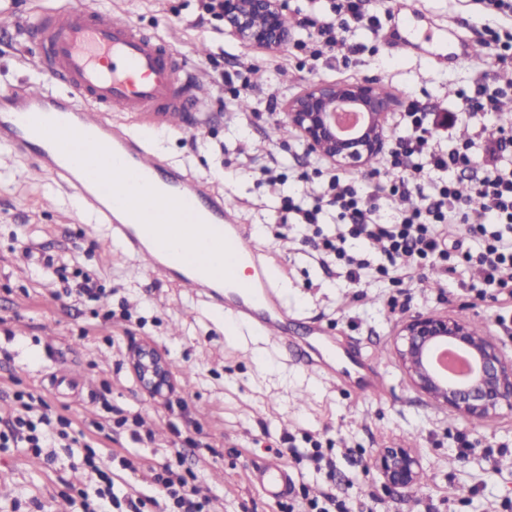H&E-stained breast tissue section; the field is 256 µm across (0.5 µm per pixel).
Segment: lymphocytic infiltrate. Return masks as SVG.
<instances>
[{
	"label": "lymphocytic infiltrate",
	"mask_w": 512,
	"mask_h": 512,
	"mask_svg": "<svg viewBox=\"0 0 512 512\" xmlns=\"http://www.w3.org/2000/svg\"><path fill=\"white\" fill-rule=\"evenodd\" d=\"M341 18L299 14L297 28L312 47L313 58L331 56L349 59L358 45L348 37L351 23L378 31L379 20L364 7V0H345ZM480 41L488 50L478 65L470 91L461 93L454 111L435 119L419 101H409L397 113L391 152L382 169L371 181L360 184L345 173L329 172L323 195L314 204L289 201L288 209L300 223H320L326 211L333 210L345 221L348 230L316 243L319 254H331L349 269L352 281H359L369 262L361 253L347 249L348 239L374 245L387 259L380 267L388 275L391 265L441 264L445 274H453L452 258L477 268L491 288H512V134L500 125L487 124V115L496 113L503 98L512 96V84L500 85L495 71L512 64V28L483 26ZM468 122L474 127L471 137L441 146L436 139L437 126L454 127ZM479 166L481 175L472 183L473 198L460 196L452 175L470 166ZM417 195L419 203L400 213L392 223L378 217L380 202L388 197ZM482 241L479 252L462 248V237ZM31 402L22 400L8 418L7 430L0 431L1 448H24L42 454L54 439L67 447L82 449V460L96 467L91 442L70 435L71 420L64 415H41L32 419ZM121 467L133 472L145 471L150 481L160 486L174 512H209L208 501L196 498L192 486L196 475L182 468L181 458L169 460L162 469L144 466L128 457H119Z\"/></svg>",
	"instance_id": "obj_1"
}]
</instances>
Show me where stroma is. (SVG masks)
I'll return each instance as SVG.
<instances>
[{
  "mask_svg": "<svg viewBox=\"0 0 512 512\" xmlns=\"http://www.w3.org/2000/svg\"><path fill=\"white\" fill-rule=\"evenodd\" d=\"M96 2L171 41L187 67L210 75L205 111L189 113L183 129L162 130L154 151L223 193L254 230L293 329L317 326L349 352L378 356L387 387L378 397L337 390L266 338L227 326L211 302L144 269L60 186L19 179L24 158L0 146V409H9L14 392L27 391L72 418L77 431L110 406L139 416L154 443L134 441L130 427L116 426L95 450L155 467L185 447L187 424L197 422L202 447L186 454L183 467L196 474L198 494L211 499L213 512H282L256 474L287 446L303 454L321 448L333 462L319 470L306 460L288 463L295 495L325 490L347 512H505L504 503H512V410L473 424L437 406L412 387L394 340L412 317L450 314L482 324L512 358V296L484 288L465 264L434 287L422 267L351 287L346 267L311 246L335 233L336 213L299 224L283 207L289 196L312 200L327 181L323 158L299 133L280 134L284 103L309 82L367 79L394 94L397 111L411 98L448 108L471 87L475 62L448 68L424 57L396 60L360 28L352 31L362 46L357 56L316 60L291 45L267 51L241 43L223 21L202 17L199 0ZM33 47L30 37L0 29V85L39 81ZM245 76L257 89L248 109L224 111V98ZM273 157L282 174L274 186L261 173ZM88 278L102 288L100 300L81 294ZM500 315L505 325L497 324ZM138 342L169 360V398L149 397L132 373L127 354ZM397 446L420 461L416 488L385 490L371 466L378 449ZM100 485L68 449L48 459L0 449V512H83L97 506Z\"/></svg>",
  "mask_w": 512,
  "mask_h": 512,
  "instance_id": "1",
  "label": "stroma"
}]
</instances>
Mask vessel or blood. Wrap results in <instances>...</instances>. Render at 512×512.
I'll list each match as a JSON object with an SVG mask.
<instances>
[{
  "mask_svg": "<svg viewBox=\"0 0 512 512\" xmlns=\"http://www.w3.org/2000/svg\"><path fill=\"white\" fill-rule=\"evenodd\" d=\"M0 27L35 37L33 64L48 85L0 87V142L29 157L33 173L49 177L80 198L96 223L109 225L127 252L151 270L223 307L235 324L299 353L317 375L339 387L379 395L386 380L375 361L350 357L333 338L312 329L291 333L275 273L249 242L234 207L203 180L161 161L112 115L146 114L160 126L181 128L201 111L208 78L187 69L172 44L93 5L67 0L41 11L34 22L0 16ZM434 26L406 15L385 36L390 50L441 56L452 64L474 56L458 39L453 48L435 39ZM250 278L240 281L239 269ZM264 494L287 495L292 478L278 462L257 476Z\"/></svg>",
  "mask_w": 512,
  "mask_h": 512,
  "instance_id": "b4317fda",
  "label": "vessel or blood"
}]
</instances>
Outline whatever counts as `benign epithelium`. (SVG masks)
I'll return each instance as SVG.
<instances>
[{"label": "benign epithelium", "instance_id": "7a95c632", "mask_svg": "<svg viewBox=\"0 0 512 512\" xmlns=\"http://www.w3.org/2000/svg\"><path fill=\"white\" fill-rule=\"evenodd\" d=\"M224 27L240 42L265 50H278L290 42L292 32L282 0H223ZM353 107L363 115L361 125L343 133L336 125V109ZM396 102L381 97L368 81L308 84L285 103V117L307 149L335 165L360 169L385 145L389 112ZM469 354L470 374L457 379L441 374L433 357L442 346ZM395 356L413 387L448 411L474 418L498 416L512 410V359L488 336H475L469 324L448 314L420 315L406 321L394 343ZM129 365L146 393L164 397L173 385L165 355L153 344L130 348ZM372 467L387 489L418 484L420 463L405 448H381Z\"/></svg>", "mask_w": 512, "mask_h": 512}]
</instances>
